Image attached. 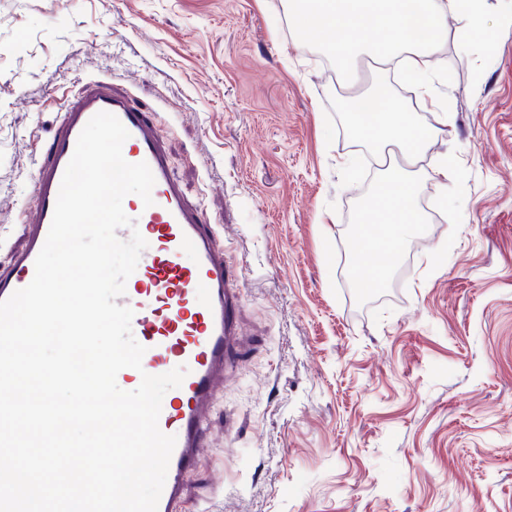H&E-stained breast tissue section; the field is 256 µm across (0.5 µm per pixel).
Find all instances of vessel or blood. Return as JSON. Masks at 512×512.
I'll return each instance as SVG.
<instances>
[{
  "label": "vessel or blood",
  "instance_id": "obj_1",
  "mask_svg": "<svg viewBox=\"0 0 512 512\" xmlns=\"http://www.w3.org/2000/svg\"><path fill=\"white\" fill-rule=\"evenodd\" d=\"M111 84L108 78H88L76 95L64 96L49 155L35 179L31 231L8 269L0 272V301L34 278L35 260L80 132L98 112L114 114L129 133L122 147L124 158L146 162L155 178L153 205L135 202L127 208L151 246L140 256L131 287L118 299L133 310L132 333L146 352L141 369H122L117 384L127 390L145 373L156 375L173 367L188 370L181 386L165 394L159 417L161 431L175 436L176 445L158 512H177L183 477L194 465L197 448L204 445V406L218 385L229 380L238 355V300L217 225L205 218L199 205L185 199L146 112L114 92ZM187 252L193 256L188 263L183 260Z\"/></svg>",
  "mask_w": 512,
  "mask_h": 512
}]
</instances>
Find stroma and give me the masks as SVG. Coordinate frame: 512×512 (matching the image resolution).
I'll use <instances>...</instances> for the list:
<instances>
[{"instance_id":"stroma-1","label":"stroma","mask_w":512,"mask_h":512,"mask_svg":"<svg viewBox=\"0 0 512 512\" xmlns=\"http://www.w3.org/2000/svg\"><path fill=\"white\" fill-rule=\"evenodd\" d=\"M289 0H0V267L28 232L62 91L111 77L147 107L218 225L241 355L208 409L182 512H512V0L394 96L434 131L426 222L381 287L349 243L379 168L336 109L368 92L302 49ZM448 168V186L432 172Z\"/></svg>"}]
</instances>
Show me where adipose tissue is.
<instances>
[{"instance_id":"adipose-tissue-1","label":"adipose tissue","mask_w":512,"mask_h":512,"mask_svg":"<svg viewBox=\"0 0 512 512\" xmlns=\"http://www.w3.org/2000/svg\"><path fill=\"white\" fill-rule=\"evenodd\" d=\"M301 32L331 30L329 50L340 61L369 49L377 62L400 63L402 75L422 92H429L428 59L442 44L448 16L458 0H290ZM354 127L373 153L393 156L372 203L386 216L394 232L385 241L357 235L354 258L362 260L378 248L397 252L403 239L417 232L422 218L416 205V176L428 139L411 113L394 98H384L372 121L355 116Z\"/></svg>"}]
</instances>
